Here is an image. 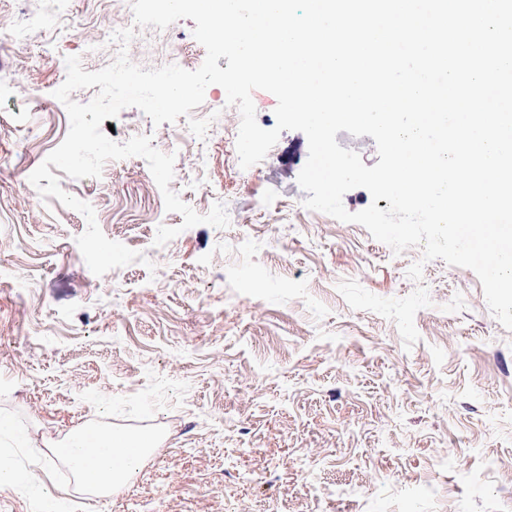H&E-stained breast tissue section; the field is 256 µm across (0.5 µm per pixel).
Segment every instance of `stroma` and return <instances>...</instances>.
I'll list each match as a JSON object with an SVG mask.
<instances>
[{
  "mask_svg": "<svg viewBox=\"0 0 512 512\" xmlns=\"http://www.w3.org/2000/svg\"><path fill=\"white\" fill-rule=\"evenodd\" d=\"M46 0H0V408L20 412L35 450L98 419L94 390L130 396L149 373L184 382L151 422L166 435L111 498L69 490L85 512H512V331L470 269L401 254L366 228L308 210L297 177L302 132L239 165L237 107L211 85L190 117L154 125L124 109L111 139L138 135L175 155L173 191L197 213L224 204V228L182 229L146 161L111 160L97 178L60 174L103 234L143 261L95 276L75 242L85 217L41 197L26 175L66 137L54 92L65 59L109 65L131 0H65L50 31L19 36ZM195 23L141 29L144 68L194 70ZM212 118L199 142L189 118ZM179 228L164 246L157 224ZM422 263L421 281L407 272ZM384 298L425 286L431 304L405 348L396 324L352 309L337 285Z\"/></svg>",
  "mask_w": 512,
  "mask_h": 512,
  "instance_id": "obj_1",
  "label": "stroma"
}]
</instances>
